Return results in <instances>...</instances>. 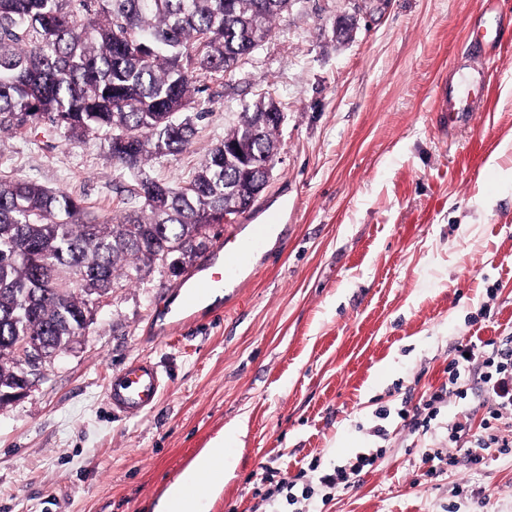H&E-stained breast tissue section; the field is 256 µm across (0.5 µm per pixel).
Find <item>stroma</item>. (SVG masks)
<instances>
[{"mask_svg": "<svg viewBox=\"0 0 512 512\" xmlns=\"http://www.w3.org/2000/svg\"><path fill=\"white\" fill-rule=\"evenodd\" d=\"M476 11L301 0L231 75L206 80L195 138L147 171L187 180L243 105L272 93L281 161L237 221L279 207L277 233L215 309L165 338L149 324L179 283L166 269L96 304L72 350L0 405V512H153L221 436L233 465L209 512H295L266 500L272 483L301 487L364 454L375 463L311 512H512V452L483 448L476 464L448 441L454 422L479 431L478 387L448 396L427 431L409 421L447 382L459 341L512 337V40L471 126L448 133L434 112ZM0 177L64 190L102 221L130 183L103 140L61 130L0 133ZM137 358L166 372L162 399L114 416L107 381Z\"/></svg>", "mask_w": 512, "mask_h": 512, "instance_id": "stroma-1", "label": "stroma"}]
</instances>
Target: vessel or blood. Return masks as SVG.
Segmentation results:
<instances>
[{"instance_id":"obj_1","label":"vessel or blood","mask_w":512,"mask_h":512,"mask_svg":"<svg viewBox=\"0 0 512 512\" xmlns=\"http://www.w3.org/2000/svg\"><path fill=\"white\" fill-rule=\"evenodd\" d=\"M505 34L490 0H478L471 36L457 55L458 61L469 62L468 73L460 86H442L437 96L438 109L447 113L449 128L469 125L474 112L480 111L485 70L475 59L485 47L501 44ZM274 226L271 218L259 224H247L227 233L215 244L181 285L180 305L165 300L157 304L154 316L162 323L164 332L193 322L213 296L235 285L250 257L268 242ZM163 389L164 379L157 365L148 359H138L113 373L107 386V401L114 414L132 418L152 410Z\"/></svg>"}]
</instances>
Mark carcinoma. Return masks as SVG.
I'll return each mask as SVG.
<instances>
[{
    "mask_svg": "<svg viewBox=\"0 0 512 512\" xmlns=\"http://www.w3.org/2000/svg\"><path fill=\"white\" fill-rule=\"evenodd\" d=\"M292 2L0 0V133L102 139L139 186L103 224L63 190L0 178V389L19 385L15 337L66 352L97 298L156 265L184 272L207 229L263 180L284 121L269 93L224 131L246 159L217 146L183 185L146 166L190 143L202 82L262 47Z\"/></svg>",
    "mask_w": 512,
    "mask_h": 512,
    "instance_id": "1",
    "label": "carcinoma"
}]
</instances>
